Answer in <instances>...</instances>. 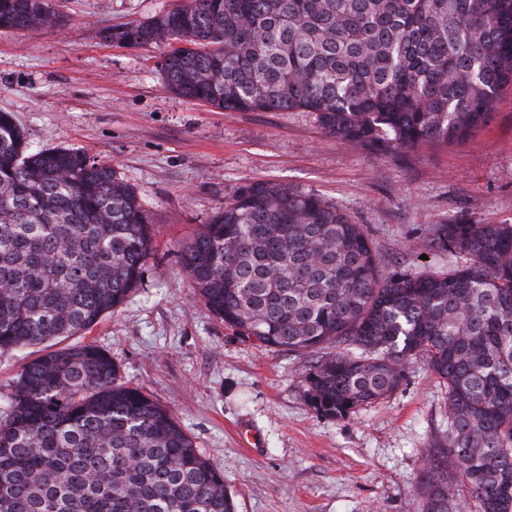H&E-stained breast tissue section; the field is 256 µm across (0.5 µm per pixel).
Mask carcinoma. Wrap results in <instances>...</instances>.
<instances>
[{
  "label": "carcinoma",
  "instance_id": "obj_1",
  "mask_svg": "<svg viewBox=\"0 0 512 512\" xmlns=\"http://www.w3.org/2000/svg\"><path fill=\"white\" fill-rule=\"evenodd\" d=\"M65 27L51 0H0V28ZM167 47L164 86L221 111L311 112L387 153L463 141L512 86V0H183L112 32ZM153 218L108 163L31 152L0 112V353L86 331L139 284ZM435 271L382 269L363 225L316 193L253 181L179 250L224 324L322 352L304 374L345 417L420 361L448 384L446 446L428 449L426 512H512V224H440ZM224 476L174 417L117 383L91 344L24 365L0 411V512H235Z\"/></svg>",
  "mask_w": 512,
  "mask_h": 512
}]
</instances>
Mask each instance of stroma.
Here are the masks:
<instances>
[{
	"mask_svg": "<svg viewBox=\"0 0 512 512\" xmlns=\"http://www.w3.org/2000/svg\"><path fill=\"white\" fill-rule=\"evenodd\" d=\"M175 3L56 0L66 32L0 29V111L30 149L78 148L110 164L153 216L138 287L68 342L105 349L119 382L173 414L237 512H426L419 480L447 430L443 381L414 363L385 399L324 416L303 379L315 356L240 338L196 295L179 249L240 185L271 181L363 225L384 270L446 267L449 254L427 246L437 225L512 224V90L467 140L382 155L309 112H223L165 89V46L110 34Z\"/></svg>",
	"mask_w": 512,
	"mask_h": 512,
	"instance_id": "obj_1",
	"label": "stroma"
}]
</instances>
